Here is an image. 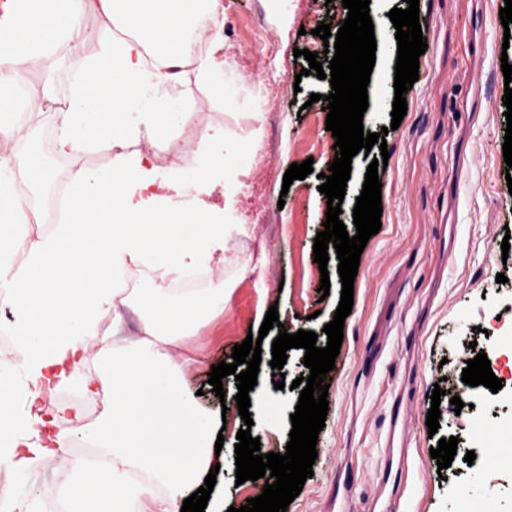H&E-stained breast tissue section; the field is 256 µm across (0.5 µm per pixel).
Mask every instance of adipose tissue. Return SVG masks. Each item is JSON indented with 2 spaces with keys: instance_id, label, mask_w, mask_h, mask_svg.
Here are the masks:
<instances>
[{
  "instance_id": "ef3b65f1",
  "label": "adipose tissue",
  "mask_w": 512,
  "mask_h": 512,
  "mask_svg": "<svg viewBox=\"0 0 512 512\" xmlns=\"http://www.w3.org/2000/svg\"><path fill=\"white\" fill-rule=\"evenodd\" d=\"M84 4L98 16L105 45L68 88L56 146L68 155L102 151L111 163L102 172L74 170L67 219L25 246L13 229L27 217L9 175L0 172V258L25 251L20 266L0 262V304L12 310L20 349L15 367L0 366V457L22 471L52 454L51 442L35 439L43 422L40 402L71 386L93 349L101 369L83 386L100 384L112 406L89 432L99 462L74 464L78 478L67 491L69 512H177L212 466L211 422L182 385V363L164 348L190 336L204 314L223 306L224 291L174 299L160 291L142 295V334L120 344V310L130 297L115 277L151 257L155 276L171 280L224 250V227L212 222L204 200L212 192L209 183L196 182L203 200L194 215H186L154 192L144 153L127 149L141 135H165L182 121V112L167 103L145 109L141 102L147 88L177 81L183 63H191L205 90H214L213 76L224 65L222 0ZM74 8V0H0V143L28 139V129L13 120L12 77L56 43L81 41ZM203 19L214 34L206 53L195 57L191 45ZM146 47L165 66L145 68ZM133 112L140 115L135 124L129 121ZM13 369L23 374L29 398L22 417L11 412L14 388L3 380Z\"/></svg>"
}]
</instances>
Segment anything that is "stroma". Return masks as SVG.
<instances>
[{"mask_svg": "<svg viewBox=\"0 0 512 512\" xmlns=\"http://www.w3.org/2000/svg\"><path fill=\"white\" fill-rule=\"evenodd\" d=\"M291 21L281 26L269 0H224L227 62L217 79L223 100L207 96L193 77L169 86L164 98H176L183 111L213 113L222 121L209 126L207 149L188 144L180 128L163 138L173 152H188L177 169L158 170L166 179L190 181L203 175L214 184L209 198L216 223L226 236L246 242L274 225V241L252 272L242 270L244 256L225 254L216 287L224 307L204 321L195 336L171 347L173 356L192 359L183 378L194 403L223 432L212 499L241 507L256 497L253 482L237 483L236 435L244 425L236 405H222L208 382L212 365L230 360L249 330L260 329L270 306H277L280 328L270 329L261 345L257 387L268 400L265 414L254 417L252 437L262 452L285 453L300 392L292 382L306 373L304 349L288 350L282 368L287 389L275 388L272 343L280 329L317 332L326 347L325 324L341 298L337 257L327 267L314 260L313 245L326 220L327 200L320 193L321 172L335 158V140L326 129L321 98L329 80L301 76L308 62L294 49H308L329 64L324 42L313 36L318 23L339 29L347 17L342 0H281ZM504 0H420L419 21L428 48L420 56L419 79L406 93L407 113L392 127L395 57L377 55L368 89L379 98L377 111L365 113L363 128H388L386 148L356 154L339 216L355 234L353 209L372 159L388 153L379 170L382 183L381 229L369 239L354 281L352 311L346 317L335 367L327 373L329 410L318 435L314 475L287 512H456L460 492L472 493L482 512H512V458L491 476L465 462L485 441L472 433L477 422H512V392L466 389L462 371L473 347L512 332V255L501 243L512 228V190L505 179L502 58L499 16ZM96 16L79 46L61 45L43 57V80L56 102L97 53L102 41ZM283 85L276 110L278 126L253 120L267 88ZM318 102H310V94ZM262 136L251 142L250 132ZM312 160L305 179L283 188L292 163ZM505 282H497V274ZM328 277V296L319 292ZM149 267L127 289L133 300L121 310L122 336L139 333L145 310L142 293L161 287ZM440 402V428L426 426L434 388ZM467 390L469 406L455 410L451 397ZM457 437L450 467L430 456L439 439Z\"/></svg>", "mask_w": 512, "mask_h": 512, "instance_id": "35a3bbf8", "label": "stroma"}]
</instances>
